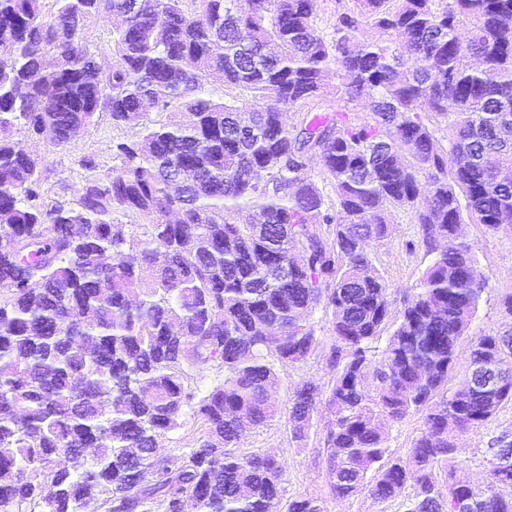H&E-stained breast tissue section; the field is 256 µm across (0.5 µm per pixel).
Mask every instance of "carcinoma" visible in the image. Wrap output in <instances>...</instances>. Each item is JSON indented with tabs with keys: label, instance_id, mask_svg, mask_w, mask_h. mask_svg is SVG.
Returning a JSON list of instances; mask_svg holds the SVG:
<instances>
[{
	"label": "carcinoma",
	"instance_id": "1",
	"mask_svg": "<svg viewBox=\"0 0 512 512\" xmlns=\"http://www.w3.org/2000/svg\"><path fill=\"white\" fill-rule=\"evenodd\" d=\"M316 2L52 0L47 13L0 0L1 129L63 148L101 112L139 128L103 173L83 156L94 175L74 205L47 200L41 161L0 139V512H184L188 498L198 512H279L283 465L239 453L236 421L274 417L277 367L314 347L317 307L336 380L296 384L288 421L302 441L327 405L335 496L385 501L411 483L404 512H451L465 495L440 472L456 434L512 402V333L469 335L486 282L457 235L512 224V0H337L322 22ZM95 12L110 27L105 70L84 39ZM332 65L336 109L313 116ZM209 80L238 94L216 101ZM149 104L188 119L150 122ZM116 210L144 220L137 259ZM244 210L255 220L236 221ZM395 210L431 259L384 338L372 249ZM465 344L469 363L503 366L499 389L467 369L448 391ZM213 367L221 384L188 385ZM188 410L208 438L174 467L158 441ZM419 411L408 456L389 458L383 421ZM486 454L489 499L467 512H512V474L495 468L512 434ZM286 512L323 510L300 497Z\"/></svg>",
	"mask_w": 512,
	"mask_h": 512
}]
</instances>
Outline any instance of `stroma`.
<instances>
[{"instance_id":"35a3bbf8","label":"stroma","mask_w":512,"mask_h":512,"mask_svg":"<svg viewBox=\"0 0 512 512\" xmlns=\"http://www.w3.org/2000/svg\"><path fill=\"white\" fill-rule=\"evenodd\" d=\"M137 135V128L113 126L109 114L103 112L98 114L93 126L81 132L67 147L32 145V152L43 161L44 188L49 197L65 200L77 196L85 175L80 165L82 157L95 155L103 167H110L113 145L134 140ZM463 235L473 248L478 271L486 279L473 320V335L512 330V316L502 307L504 297L512 294V225L490 231L481 224H467ZM418 240V227L412 224L409 214L394 211L391 236L376 248L374 258L375 268L390 285L391 312L400 310L404 293L415 287L429 262ZM308 320L315 329L316 347L304 360L280 367L281 382L272 392L277 413L265 425L250 428L239 450L246 455L271 454L285 462L284 499L313 497L318 499L324 512H403L404 499L413 495V488H405L402 497L384 502L365 493L344 500L332 494L327 445L331 416L326 406H318L314 412L305 441H296L292 436L287 409L294 384L306 379L326 390L336 377L335 369L327 360V352L335 341L330 324L319 309L313 310ZM503 432L512 433V403L504 404L477 430L459 437L457 452L448 462L449 468L457 476L469 478L477 487H485L489 473L485 450L491 437Z\"/></svg>"}]
</instances>
